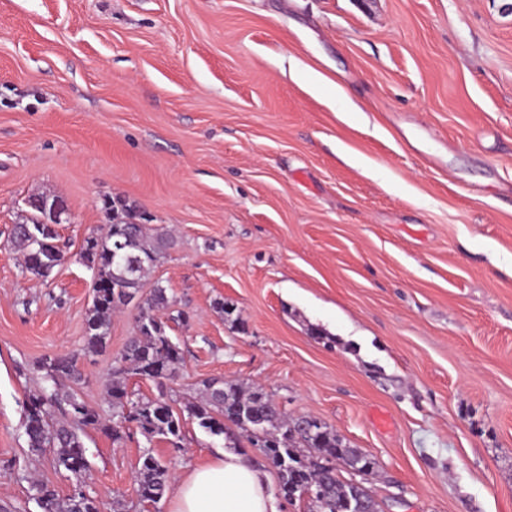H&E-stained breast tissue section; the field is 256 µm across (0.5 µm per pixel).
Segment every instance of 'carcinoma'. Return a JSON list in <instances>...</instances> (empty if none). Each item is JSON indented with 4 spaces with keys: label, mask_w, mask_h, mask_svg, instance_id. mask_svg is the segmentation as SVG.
<instances>
[{
    "label": "carcinoma",
    "mask_w": 512,
    "mask_h": 512,
    "mask_svg": "<svg viewBox=\"0 0 512 512\" xmlns=\"http://www.w3.org/2000/svg\"><path fill=\"white\" fill-rule=\"evenodd\" d=\"M105 209L111 213L106 234L87 237L80 257L93 270L94 277L110 287L92 289L80 353L42 359L39 369L52 383V390L33 393L26 403L25 433L29 447L35 452L55 450L57 466L72 474L89 469L87 448L81 436L85 428L100 429L120 438L117 428L107 424L76 390L65 385L67 381L76 384L82 379L79 355L96 354L107 348L112 313L136 295L146 293L135 336L121 354V367L116 374L168 380L181 363L179 347L156 315L169 305L166 288L149 282V274L164 257L168 242L151 235L147 225L134 223L131 207L122 200L105 204ZM12 238L23 252L26 271L37 278L48 279L64 259L58 230L38 223L32 216L14 225ZM109 397L119 416L136 424L146 438L162 436L174 445L182 438V418L163 397L133 400L116 379ZM184 412L199 427L212 435L224 436L232 444L238 435L245 436L277 471L283 498L291 502L307 497L308 512H338L342 502L363 493L362 488L338 478L336 471L326 467L327 463L340 459L366 474L374 468L372 458L344 444L325 425L312 436L303 434L300 419L280 414L260 387L245 390L237 384L211 379L204 382L197 398L184 405ZM167 481L164 462L145 451L137 470L141 501L159 503ZM38 501L43 512H99L96 500L82 490L61 500L55 491L42 487Z\"/></svg>",
    "instance_id": "1"
}]
</instances>
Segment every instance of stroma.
<instances>
[{
    "mask_svg": "<svg viewBox=\"0 0 512 512\" xmlns=\"http://www.w3.org/2000/svg\"><path fill=\"white\" fill-rule=\"evenodd\" d=\"M35 195L62 199L48 280L11 244ZM122 197L170 234L152 278L182 361L126 376L182 412L201 381L263 387L375 462L381 512H512V0H0V507L73 489L31 452L42 358L78 353L85 238ZM233 306L235 319L214 305ZM105 352L83 400L101 512L140 503L144 449L184 476L227 448L191 419L180 447L114 416Z\"/></svg>",
    "mask_w": 512,
    "mask_h": 512,
    "instance_id": "stroma-1",
    "label": "stroma"
}]
</instances>
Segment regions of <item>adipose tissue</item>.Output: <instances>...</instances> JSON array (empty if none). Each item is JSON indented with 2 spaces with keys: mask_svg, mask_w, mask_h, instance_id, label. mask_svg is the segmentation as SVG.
<instances>
[{
  "mask_svg": "<svg viewBox=\"0 0 512 512\" xmlns=\"http://www.w3.org/2000/svg\"><path fill=\"white\" fill-rule=\"evenodd\" d=\"M269 483L248 455L224 451L177 480L170 512H278Z\"/></svg>",
  "mask_w": 512,
  "mask_h": 512,
  "instance_id": "ef3b65f1",
  "label": "adipose tissue"
}]
</instances>
